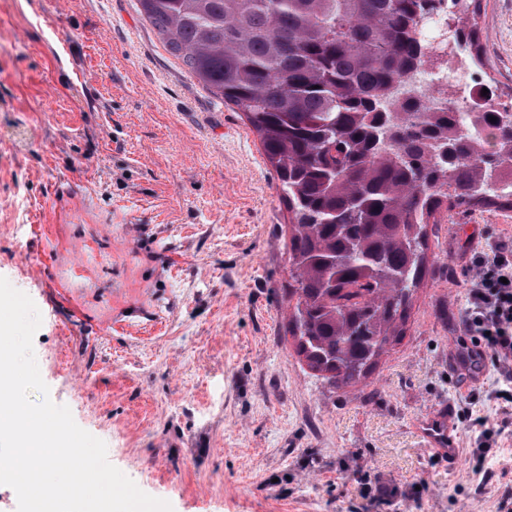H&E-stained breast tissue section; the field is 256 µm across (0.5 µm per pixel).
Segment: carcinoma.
<instances>
[{
  "mask_svg": "<svg viewBox=\"0 0 512 512\" xmlns=\"http://www.w3.org/2000/svg\"><path fill=\"white\" fill-rule=\"evenodd\" d=\"M443 0H137L216 98L242 112L279 180L298 361L336 389L367 383L404 337L428 231L455 209H512V114L499 87L463 114L382 102L431 62L417 24ZM483 0L449 12L453 44L486 66ZM496 121H490V118Z\"/></svg>",
  "mask_w": 512,
  "mask_h": 512,
  "instance_id": "1",
  "label": "carcinoma"
}]
</instances>
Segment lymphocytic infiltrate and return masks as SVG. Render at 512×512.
I'll return each mask as SVG.
<instances>
[{"mask_svg":"<svg viewBox=\"0 0 512 512\" xmlns=\"http://www.w3.org/2000/svg\"><path fill=\"white\" fill-rule=\"evenodd\" d=\"M465 327L475 338L471 362L490 359L498 388V417L488 423L475 417L481 454L496 448L502 435H512V240H502L480 254L471 265Z\"/></svg>","mask_w":512,"mask_h":512,"instance_id":"f902f5d3","label":"lymphocytic infiltrate"}]
</instances>
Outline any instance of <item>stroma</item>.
I'll return each mask as SVG.
<instances>
[{
  "instance_id": "obj_1",
  "label": "stroma",
  "mask_w": 512,
  "mask_h": 512,
  "mask_svg": "<svg viewBox=\"0 0 512 512\" xmlns=\"http://www.w3.org/2000/svg\"><path fill=\"white\" fill-rule=\"evenodd\" d=\"M29 2L0 0V277L41 314L52 401L173 512H499L512 435L476 461L461 409L495 420V373L458 359L470 260L512 237V211L436 225L403 341L366 387L329 388L283 339L288 210L244 114L190 76L136 0H41L38 18ZM478 24L488 76L512 89V0H486ZM69 204L88 217L71 239L129 255L80 311L41 235ZM447 403L453 459L419 432ZM378 484L390 503L367 498Z\"/></svg>"
}]
</instances>
